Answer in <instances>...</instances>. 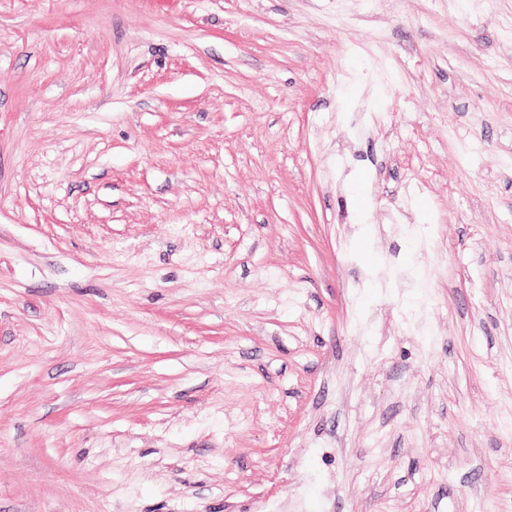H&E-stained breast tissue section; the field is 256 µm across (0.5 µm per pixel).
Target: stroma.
Masks as SVG:
<instances>
[{
	"instance_id": "stroma-1",
	"label": "stroma",
	"mask_w": 512,
	"mask_h": 512,
	"mask_svg": "<svg viewBox=\"0 0 512 512\" xmlns=\"http://www.w3.org/2000/svg\"><path fill=\"white\" fill-rule=\"evenodd\" d=\"M0 512H512V0H0Z\"/></svg>"
}]
</instances>
